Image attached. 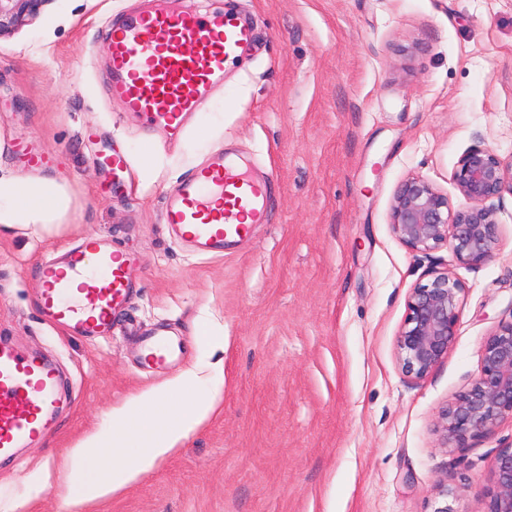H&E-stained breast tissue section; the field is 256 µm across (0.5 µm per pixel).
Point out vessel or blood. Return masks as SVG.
I'll return each mask as SVG.
<instances>
[{"mask_svg": "<svg viewBox=\"0 0 512 512\" xmlns=\"http://www.w3.org/2000/svg\"><path fill=\"white\" fill-rule=\"evenodd\" d=\"M253 41L252 27L231 15L158 7L128 16L112 27V95L146 124L178 137L186 113L223 86L226 64L245 55ZM266 196L265 182L217 155L171 191L163 221L194 251L220 254L265 222ZM131 263L100 238H82L64 261L42 265V318L73 336L110 334L115 313L129 298ZM146 345V364L167 363L173 354L170 342L150 338ZM56 402L51 365L0 341V459L51 431Z\"/></svg>", "mask_w": 512, "mask_h": 512, "instance_id": "obj_1", "label": "vessel or blood"}]
</instances>
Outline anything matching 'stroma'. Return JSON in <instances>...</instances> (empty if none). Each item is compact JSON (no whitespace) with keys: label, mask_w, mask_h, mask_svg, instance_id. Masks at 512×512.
<instances>
[{"label":"stroma","mask_w":512,"mask_h":512,"mask_svg":"<svg viewBox=\"0 0 512 512\" xmlns=\"http://www.w3.org/2000/svg\"><path fill=\"white\" fill-rule=\"evenodd\" d=\"M143 2L47 0L0 34V162L73 197L58 232L0 228V339L53 360L61 382L53 432L0 465V512H63L45 472L200 363L224 372L220 413L92 512H474L512 419L448 450L436 427L512 321V192L480 266L410 251L390 208L411 175L462 205L452 174L472 146L512 158V0H206L248 20L254 47L175 141L110 95L112 22ZM218 149L269 174L267 220L197 256L170 237L165 192ZM91 234L136 257L137 291L86 341L47 326L35 298L42 261ZM435 268L462 286L457 336L414 380L396 342ZM161 329L182 353L145 367L141 339Z\"/></svg>","instance_id":"stroma-1"}]
</instances>
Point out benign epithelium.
<instances>
[{
    "label": "benign epithelium",
    "mask_w": 512,
    "mask_h": 512,
    "mask_svg": "<svg viewBox=\"0 0 512 512\" xmlns=\"http://www.w3.org/2000/svg\"><path fill=\"white\" fill-rule=\"evenodd\" d=\"M46 0H0V34L36 15ZM453 182L466 205L454 209L448 196L419 176L398 187L390 209L394 236L412 251L447 245L468 265H483L498 254L501 229L489 201L512 190V160L491 148L475 146L459 159ZM431 279L414 288L397 339L403 373L424 379L448 355L457 335L461 284L448 269H434ZM512 416V322L501 324L485 339L480 374L441 415L442 447L467 448L478 437L495 432L499 420ZM492 486L476 500L477 512H512V445L493 461Z\"/></svg>",
    "instance_id": "benign-epithelium-1"
}]
</instances>
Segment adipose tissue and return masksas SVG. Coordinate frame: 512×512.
Listing matches in <instances>:
<instances>
[{
	"label": "adipose tissue",
	"instance_id": "1",
	"mask_svg": "<svg viewBox=\"0 0 512 512\" xmlns=\"http://www.w3.org/2000/svg\"><path fill=\"white\" fill-rule=\"evenodd\" d=\"M71 197L58 177L0 171V227L54 232L67 222ZM224 376L186 371L162 390L113 409L112 426L81 439L55 471L66 512H89L181 448L221 410Z\"/></svg>",
	"mask_w": 512,
	"mask_h": 512
}]
</instances>
